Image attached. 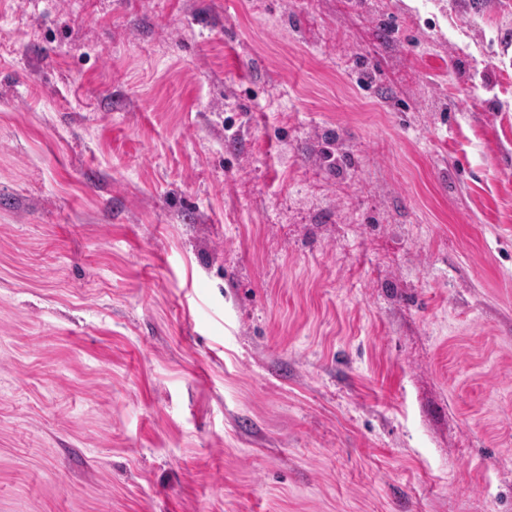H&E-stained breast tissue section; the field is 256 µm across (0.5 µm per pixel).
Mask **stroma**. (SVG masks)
Listing matches in <instances>:
<instances>
[{"label":"stroma","instance_id":"obj_1","mask_svg":"<svg viewBox=\"0 0 512 512\" xmlns=\"http://www.w3.org/2000/svg\"><path fill=\"white\" fill-rule=\"evenodd\" d=\"M0 512H512V0H0Z\"/></svg>","mask_w":512,"mask_h":512}]
</instances>
